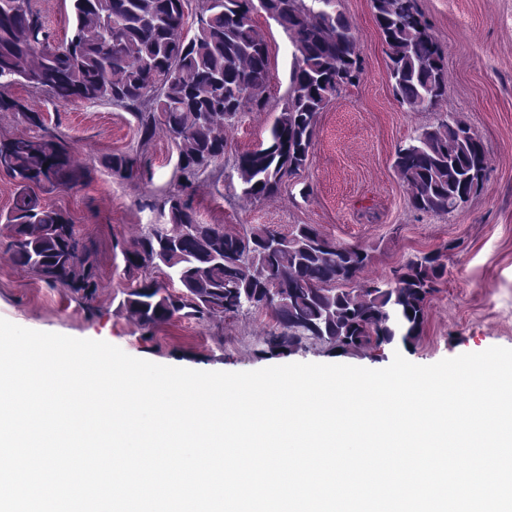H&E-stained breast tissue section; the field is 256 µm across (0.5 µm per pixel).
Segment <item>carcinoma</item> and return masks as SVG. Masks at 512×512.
Listing matches in <instances>:
<instances>
[{"instance_id":"1","label":"carcinoma","mask_w":512,"mask_h":512,"mask_svg":"<svg viewBox=\"0 0 512 512\" xmlns=\"http://www.w3.org/2000/svg\"><path fill=\"white\" fill-rule=\"evenodd\" d=\"M73 32L50 42L31 0H0V87L14 82L46 90L60 102L110 101L131 111L143 140L163 130L177 146L190 175L224 158L226 129L246 109L262 111L270 74L269 47L250 14L264 12L293 47L287 99L266 144L236 159L241 194L252 201L277 196L282 186L312 162L318 118L362 74L358 38L336 0H197L202 25L187 38L190 0H70ZM386 44L388 77L399 102L411 111L434 107L444 96V52L415 0H372ZM0 109L21 112L36 127L40 113L0 97ZM481 138L447 114L397 149L394 170L411 186V208L450 213L482 187L485 168L474 164ZM112 172L131 177L138 158L104 157ZM0 171L15 183L5 215L16 265L38 273L85 302L97 292V253L62 212L44 204V193L82 182L70 146L54 134L0 141ZM163 208L176 229L170 237L150 230L122 249L129 268L167 269L181 288L173 294L144 279L121 307L141 327L153 329L178 314L198 320L235 314L247 306L270 314L276 328L266 343L290 349L305 340L343 351L380 348L419 339L429 296L445 264L427 253L393 272L386 288L357 283L370 262L356 245L338 244L311 225L287 234L267 225L237 234L196 219L185 189Z\"/></svg>"}]
</instances>
